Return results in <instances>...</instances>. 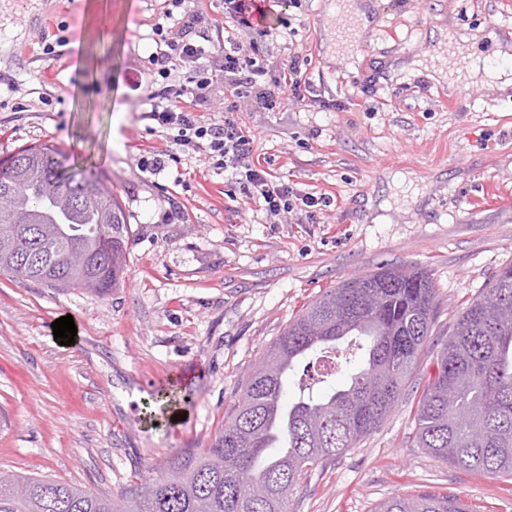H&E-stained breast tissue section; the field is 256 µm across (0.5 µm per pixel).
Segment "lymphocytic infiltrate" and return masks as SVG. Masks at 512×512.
<instances>
[{
  "instance_id": "1",
  "label": "lymphocytic infiltrate",
  "mask_w": 512,
  "mask_h": 512,
  "mask_svg": "<svg viewBox=\"0 0 512 512\" xmlns=\"http://www.w3.org/2000/svg\"><path fill=\"white\" fill-rule=\"evenodd\" d=\"M170 2L163 15L174 20L178 31L169 36L163 25H156L154 33L160 36L164 47L153 60L161 77L168 78L172 70L182 65L188 66L190 76L187 83H167L151 91L154 104L150 120L159 128L176 130L180 145L201 150L214 168L229 172L245 196L258 203L273 221L298 211L314 218L317 211L330 206L329 197L298 193L252 163V138L232 116H225L220 124H205L198 117L199 112L214 109L217 103L231 98L249 99L265 109L275 107L274 97L263 87L267 69L262 45L255 41L243 45L233 38L210 36L197 15H174L173 9L181 0ZM219 74L224 77L220 87L215 84Z\"/></svg>"
}]
</instances>
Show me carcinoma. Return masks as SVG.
I'll list each match as a JSON object with an SVG mask.
<instances>
[{"label":"carcinoma","instance_id":"cac0c4a2","mask_svg":"<svg viewBox=\"0 0 512 512\" xmlns=\"http://www.w3.org/2000/svg\"><path fill=\"white\" fill-rule=\"evenodd\" d=\"M10 206L0 204V272L104 296L126 266L127 216L97 175L76 178L50 145L14 154ZM93 190L99 204L70 207ZM85 268L63 260L73 246ZM432 274L381 267L326 289L272 343L261 365L205 448H183L155 477L129 491L140 512H288V500L314 469L376 432L402 397L438 318ZM363 340L349 379L305 391L283 406V378L301 360ZM417 444L473 476H512V264L493 272L469 300L423 376ZM0 512H125V500L46 476L0 469ZM377 512H471L457 496L393 498Z\"/></svg>","mask_w":512,"mask_h":512}]
</instances>
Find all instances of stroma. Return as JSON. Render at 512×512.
<instances>
[{
  "mask_svg": "<svg viewBox=\"0 0 512 512\" xmlns=\"http://www.w3.org/2000/svg\"><path fill=\"white\" fill-rule=\"evenodd\" d=\"M351 0H281L262 30L235 29L224 0H186L206 25L298 58L305 101L238 102L252 162L331 196L315 222L271 223L203 152L148 119L161 0H0V159L33 145L92 164L131 228L119 288L98 297L0 273V468L120 496L183 448H202L245 377L320 291L386 265H420L441 309L403 398L382 427L313 470L290 512H376L422 492L472 512H512V477L474 478L415 442L418 375L465 302L512 264V88L456 87L448 34L512 69V0H363L369 25L330 42ZM337 100L341 112L324 110ZM170 153L153 175L141 161ZM72 315L75 344L52 324Z\"/></svg>",
  "mask_w": 512,
  "mask_h": 512,
  "instance_id": "35a3bbf8",
  "label": "stroma"
}]
</instances>
